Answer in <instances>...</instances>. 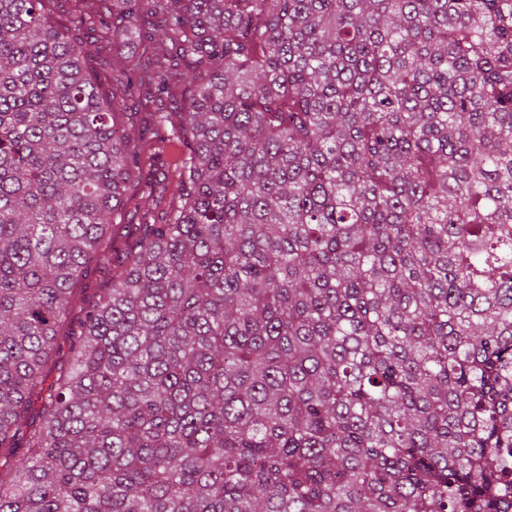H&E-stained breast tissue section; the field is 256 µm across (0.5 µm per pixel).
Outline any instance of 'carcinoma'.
<instances>
[{"mask_svg":"<svg viewBox=\"0 0 512 512\" xmlns=\"http://www.w3.org/2000/svg\"><path fill=\"white\" fill-rule=\"evenodd\" d=\"M54 2L0 0V512H512V0ZM182 93L183 87L175 88L170 94L162 97L161 99L157 100L153 105H151L149 109L150 111L147 112H152L154 111L155 108H160L164 112H181ZM147 112H143L139 115V124L142 128L149 132L151 129V123L150 115ZM180 157V147L167 145L154 164L146 163L143 166L138 182L132 184L127 191L124 205L120 210L121 216H118L116 220L117 223L123 225L119 228V235L125 236L118 239V244L137 236V224L153 222L150 215L147 214L148 203H151L149 194L153 193L155 198L159 191V183L168 170L172 171Z\"/></svg>","mask_w":512,"mask_h":512,"instance_id":"obj_1","label":"carcinoma"}]
</instances>
